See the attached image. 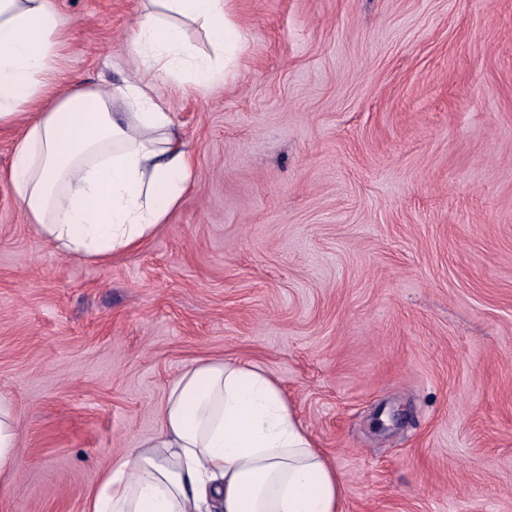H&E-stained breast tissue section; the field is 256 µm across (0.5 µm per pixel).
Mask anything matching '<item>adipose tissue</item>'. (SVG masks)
<instances>
[{
    "label": "adipose tissue",
    "mask_w": 512,
    "mask_h": 512,
    "mask_svg": "<svg viewBox=\"0 0 512 512\" xmlns=\"http://www.w3.org/2000/svg\"><path fill=\"white\" fill-rule=\"evenodd\" d=\"M207 35L202 55L182 21ZM52 0H0V127L21 126L11 185L36 233L97 261L133 249L190 188L194 157L153 80L215 87L242 40L227 0H144L132 76L104 90L58 81ZM158 434L119 458L88 512H343L344 485L277 381L237 360L186 367Z\"/></svg>",
    "instance_id": "1"
}]
</instances>
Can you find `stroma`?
I'll list each match as a JSON object with an SVG mask.
<instances>
[{
  "instance_id": "stroma-1",
  "label": "stroma",
  "mask_w": 512,
  "mask_h": 512,
  "mask_svg": "<svg viewBox=\"0 0 512 512\" xmlns=\"http://www.w3.org/2000/svg\"><path fill=\"white\" fill-rule=\"evenodd\" d=\"M213 89L157 81L196 165L139 248L36 234L0 128V512H85L198 360L267 370L345 512H512V0H230ZM121 83L139 0H55ZM18 414L13 404L0 396V477H5L16 462Z\"/></svg>"
}]
</instances>
